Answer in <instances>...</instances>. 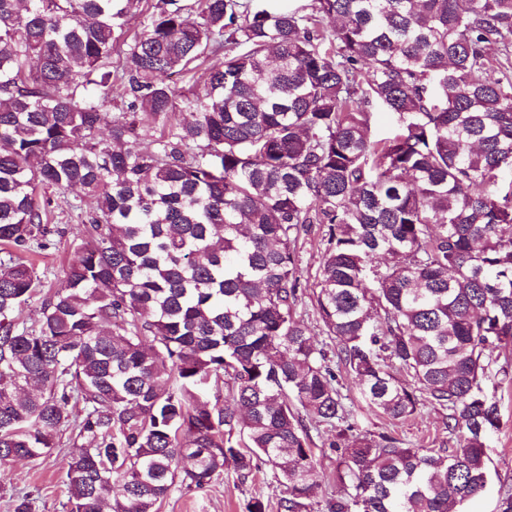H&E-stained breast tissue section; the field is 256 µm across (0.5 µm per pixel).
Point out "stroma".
I'll list each match as a JSON object with an SVG mask.
<instances>
[{"mask_svg":"<svg viewBox=\"0 0 512 512\" xmlns=\"http://www.w3.org/2000/svg\"><path fill=\"white\" fill-rule=\"evenodd\" d=\"M68 197V203L60 204L56 210L59 225L66 230L65 236L54 238L46 248L31 256L44 275L46 288L52 290L66 284L73 240L80 228L77 212L70 209L69 203L76 199L81 201L83 209L92 206L91 198L82 190H72ZM322 252V228L316 224L299 243V270L304 290L297 314L311 326L316 340L328 347L332 341L323 332L311 300V285L319 273ZM507 364L512 366V347L501 350L489 368L486 381L488 391L495 393L500 404V426L491 435L487 447L490 458L487 485L480 497L463 506L462 512H498L501 488L512 486V373L504 374L503 367ZM338 379L349 420L360 430L391 432L415 448L455 447V436L444 428L446 410L425 405L409 421L395 423L368 404L353 375L342 372ZM310 435L314 443L323 448L318 470L324 483L313 498L309 512H326V501L335 492L328 478L336 467V454L327 447L331 436L328 428L311 426ZM57 442L51 456L0 464V512H14L18 498L26 493L34 501L35 512H66L68 493L64 466L69 450L68 433H60ZM255 497L267 503V512H281L278 506L281 493L269 466H262L245 481L228 469L202 489L175 486L163 500L159 512H245L248 501Z\"/></svg>","mask_w":512,"mask_h":512,"instance_id":"35a3bbf8","label":"stroma"}]
</instances>
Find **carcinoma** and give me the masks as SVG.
I'll use <instances>...</instances> for the list:
<instances>
[{
  "label": "carcinoma",
  "instance_id": "obj_1",
  "mask_svg": "<svg viewBox=\"0 0 512 512\" xmlns=\"http://www.w3.org/2000/svg\"><path fill=\"white\" fill-rule=\"evenodd\" d=\"M137 4L0 0V463L67 431L68 512H158L177 481L263 465L305 512L308 419L334 429L327 512H456L486 487L483 384L512 346V0H156L115 66ZM76 187L67 288L28 325L22 254ZM312 224L336 365L394 422L448 411L455 448L348 422L296 316Z\"/></svg>",
  "mask_w": 512,
  "mask_h": 512
}]
</instances>
